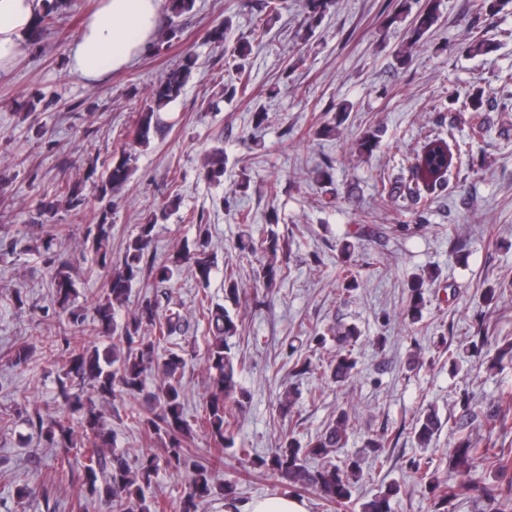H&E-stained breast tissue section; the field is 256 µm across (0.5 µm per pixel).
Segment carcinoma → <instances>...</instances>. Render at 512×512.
Wrapping results in <instances>:
<instances>
[{
    "label": "carcinoma",
    "mask_w": 512,
    "mask_h": 512,
    "mask_svg": "<svg viewBox=\"0 0 512 512\" xmlns=\"http://www.w3.org/2000/svg\"><path fill=\"white\" fill-rule=\"evenodd\" d=\"M194 0H166L170 21L181 18L193 8ZM439 19L437 0H426L411 22L410 37L417 42L431 31ZM59 20V0H46V8L39 14L30 31L29 45L40 44L44 33ZM196 61L190 54L183 63L170 70L153 88L150 104L139 113L133 128L127 132L126 145H146L151 137L160 135L159 110L177 99L192 75ZM483 91L467 95L471 112L469 123L482 127L478 122L483 107ZM131 153L122 151L118 160H113L94 183L95 196L101 200L119 192L126 186L130 176ZM462 154L453 153L443 138L429 141L417 155L414 165L416 180L426 187L435 188L447 181L454 162ZM205 178L221 181L224 177V150L215 149L206 158ZM57 208L55 201H40L36 208L34 225L43 226L51 221ZM166 214H155L146 224L139 225L136 234L128 237L124 246V257L119 267L112 270L106 288L94 302V315L89 318L82 309L73 306L76 293L69 261L52 250V240H47L44 252L53 267L55 304L66 315V336L60 357L64 360L63 377L58 382V397L69 411L79 414V428H74L69 415L62 413L44 419L40 410L26 415L28 424L37 431L45 445L51 448H72L75 434L82 442V481L88 493L104 502L108 512H130L137 507L139 512H164L161 503L146 497L158 469L155 458L144 456L135 462L113 450L115 435L107 427L104 413L94 401L84 396L89 384L97 396L106 401L115 395H125L130 400L126 417L141 428L149 437L161 442L165 448L166 466L179 471L188 463L194 429L204 431L215 448L234 446V430L247 391L243 389L234 368L229 339L237 332L235 316L220 304L207 305L200 301L199 315L207 322L210 340L207 346L206 364L210 373V391L205 414L195 423H190L184 411L185 389L183 374L187 361L184 349L173 342L172 337L181 332L185 319L180 310L160 309L159 302L150 297L141 301L127 320L115 321V310L124 306L129 289L141 275L144 258L150 256L158 221ZM87 237L91 238L90 251L93 261L106 264L112 239V222L108 210H102L99 221L89 225ZM281 234L277 219H269L261 237L254 238L247 217L241 218V229L236 247L241 252L262 250L266 262L256 271L255 280L268 293L288 277V266L278 259ZM194 272L198 283L209 287L211 274L217 266V257L209 250L206 239L196 242L177 254L174 261H150L149 271L154 280L168 283L181 266ZM224 294L226 300L238 304L243 287L234 271L224 272ZM424 299L423 282L411 286L407 316L415 320L420 314ZM327 333L336 341V355L328 362L324 372L336 383H346L357 373V360L352 350L361 337L355 326H331ZM96 335L106 341L99 348L86 344V337ZM161 367L162 383L154 391L145 387V374L153 365ZM442 426L441 418L434 408L424 410L417 418L414 436L420 447L430 445ZM351 428L346 412H341L317 437L303 447L290 433L279 437L278 447L267 456L254 453L240 445L243 461L253 465L264 474L285 481L292 488L305 489L314 486L326 501L339 507L351 503L353 485L362 476L360 461L356 458L337 460L334 453L348 442ZM392 440L385 435L369 438L364 448L372 455L374 465L382 467L390 459ZM456 467L473 477L481 466L488 465L501 477L507 479L509 497L492 512H512V448H481L468 436L457 439L452 448ZM320 462L316 471H311L308 461ZM224 466L221 456L206 462L193 463L189 478V492L184 498L182 512H199L200 505L211 496L223 493L229 496L227 508L237 512V498L231 497L230 487L219 482L217 474ZM393 491L380 492L360 505V512H391L390 497Z\"/></svg>",
    "instance_id": "obj_1"
}]
</instances>
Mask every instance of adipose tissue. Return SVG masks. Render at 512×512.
<instances>
[{
	"label": "adipose tissue",
	"instance_id": "ef3b65f1",
	"mask_svg": "<svg viewBox=\"0 0 512 512\" xmlns=\"http://www.w3.org/2000/svg\"><path fill=\"white\" fill-rule=\"evenodd\" d=\"M163 0H101L68 49L72 71L89 81L121 71L138 57L159 25ZM44 0H0V73L14 65Z\"/></svg>",
	"mask_w": 512,
	"mask_h": 512
}]
</instances>
